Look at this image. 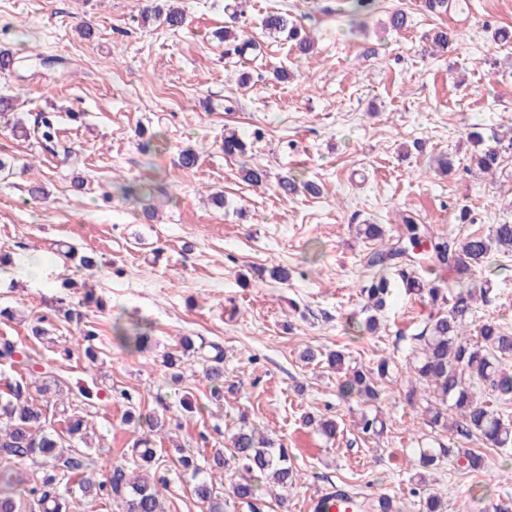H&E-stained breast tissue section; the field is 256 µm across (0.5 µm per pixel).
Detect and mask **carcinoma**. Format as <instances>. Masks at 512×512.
Masks as SVG:
<instances>
[{
  "instance_id": "1",
  "label": "carcinoma",
  "mask_w": 512,
  "mask_h": 512,
  "mask_svg": "<svg viewBox=\"0 0 512 512\" xmlns=\"http://www.w3.org/2000/svg\"><path fill=\"white\" fill-rule=\"evenodd\" d=\"M375 0H339L338 12L355 16L369 9ZM143 21L154 20L170 30L185 24V14L174 6H155L141 14ZM230 24L224 26V42L234 45L233 52L241 54L256 46L251 39H242L237 33V10L229 16ZM263 29L270 34H285L295 41L297 52L306 55L313 46L312 39L300 35L297 24L280 12H269L262 19ZM453 34L446 28L437 29L431 36L434 50L446 52L453 45ZM56 115L40 114L33 133L41 136L43 148L58 153L59 142L55 136ZM247 144L233 131L224 134V154L243 156ZM471 163L484 173H493L500 163V150L487 145L471 157ZM304 189L317 193L318 187L301 182L293 175H284L276 182L281 196H292ZM357 234L367 240H381L385 229L380 224H359ZM512 252V224H493L486 236L470 235L456 242L447 236H434L428 227L413 217L403 218V232L397 241L372 251L366 265L378 271L361 288V295L370 311L364 321L353 322L349 328L357 333L374 334L379 329V316L393 295L394 283L384 272L392 270L400 279L406 294L427 299L432 304L442 302L448 309L429 317L425 326L415 336L418 356L413 371V384L422 387L426 401L440 402V408L430 414L427 426L435 428L442 419L456 414L453 426L466 438L482 441L494 448L512 449V418L499 413L497 405L512 398V373L503 366L512 356V333L496 322L480 325L477 336L470 337L468 329L475 316L474 292L459 288L447 293L435 284L436 273L447 269L456 272L463 281L480 268L490 256L492 246ZM66 261L92 270L97 260L92 253H82L75 247L64 252ZM82 304H75L68 295L56 298L54 311L64 321L81 325L84 314ZM148 322L126 325L116 320L112 333L119 344L132 353H143L152 338ZM196 356L206 363V379L210 382L211 398L224 400V350L205 340L195 341L183 337L177 348L164 355L163 366L173 371V379H183L182 362L186 356ZM21 352L9 338L0 339V359L11 365L20 363ZM327 365L344 380L338 393L344 399H356L364 404L375 403L380 398L377 380L389 374V362L380 361L374 368L345 369V355L332 351L327 355ZM68 382L61 369L54 366L39 375L19 374L5 381L0 389V512H69L73 492L102 505L118 504L121 512H166L163 491L169 484L168 469L164 460L157 457L143 439L130 450L131 460L112 466L109 475L98 479L85 476L88 458L71 447L73 442L87 443L88 431L84 417L69 405H55L60 427L54 426L46 410L36 402L53 399ZM128 405L126 421L142 424L155 434L169 431L165 407L163 414H143L137 406L138 395L129 390L120 391ZM176 419L192 417L202 412L201 406L184 395L175 406ZM304 425L315 429L324 437L336 436L337 425L333 419L303 416ZM384 429V422L377 415H362L361 433L375 436ZM451 449L420 448L418 465L424 469L439 467ZM30 460L37 465L32 479L15 467L16 461ZM179 474L189 477L191 493L206 512H226L238 503L245 504L250 512H264L267 507L263 489L272 482L280 488L279 505L288 502V494L297 487L302 475L292 463L288 450L278 440L269 436H256L248 417L241 415L240 424L230 438V448L224 452L214 450L210 456L199 458L183 455L178 459Z\"/></svg>"
}]
</instances>
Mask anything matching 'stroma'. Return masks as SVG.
<instances>
[{"mask_svg":"<svg viewBox=\"0 0 512 512\" xmlns=\"http://www.w3.org/2000/svg\"><path fill=\"white\" fill-rule=\"evenodd\" d=\"M230 2L177 0L187 24L173 31L142 23L155 0H0V48L20 61L0 75V97L13 99L28 124L56 113V134L70 149L66 159L51 154L0 121V158L12 167L0 175V254L8 257L0 304L17 312L0 320V338L45 362L52 353L31 327L50 316L62 281L74 280L73 301L88 289L105 300L87 310L103 363L91 368L74 354L69 383L140 392L145 413L157 411L158 393L172 404L188 391L202 405L161 438L123 425L118 396L72 402L98 437L95 462L120 461L135 440L150 438L171 468L167 512H202L177 458L228 447L242 411L280 440L304 475L287 507L273 502L266 512H308L320 489L336 485L372 505L389 496L404 512H419L410 494L415 450L439 445L484 456L477 473L448 461L431 473L429 488L446 512H491L512 498V455L427 427L425 401L406 396L429 305L399 291L376 334L349 324L366 316L359 286L373 275L366 260L375 247L356 225H384L392 243L406 215L456 239L512 223V43L493 39L496 29L512 28V0H462L444 19L456 48L435 56L436 21L418 0H378L355 17L337 13L336 0H245L238 26L257 47L229 54L216 32ZM398 9L412 23L396 33L388 18ZM270 11L298 18L315 39L312 55L262 29ZM82 25L91 36L79 34ZM228 128L246 140L245 157L225 156ZM477 134L501 150L494 174L470 162ZM188 148L198 163L183 170L178 160ZM441 157L452 160L451 173L438 169ZM246 165L267 170L264 187L244 181ZM288 173L315 182L319 194L278 195L276 181ZM124 182L153 193L145 202L114 195ZM34 186L44 198H30ZM217 193L223 204L213 202ZM147 203L154 219L142 213ZM69 245L94 253L98 267L65 264L60 252ZM277 267L290 271L288 282L269 277ZM471 283L487 291L477 322L512 331V253H491ZM118 317L149 320L152 351L121 347L111 332ZM185 336L223 347V407L209 404L199 362L187 364L178 385L162 366V353ZM307 348L342 350L352 367L389 361L374 406L385 422L380 435L360 432L363 404L340 398L339 374L304 362ZM307 413L335 419V439L304 426Z\"/></svg>","mask_w":512,"mask_h":512,"instance_id":"stroma-1","label":"stroma"}]
</instances>
